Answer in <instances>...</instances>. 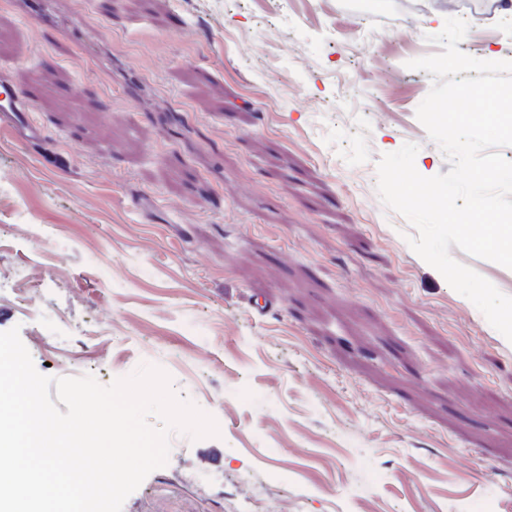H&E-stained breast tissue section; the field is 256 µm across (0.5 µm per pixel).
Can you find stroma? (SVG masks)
I'll use <instances>...</instances> for the list:
<instances>
[{"instance_id": "obj_1", "label": "stroma", "mask_w": 512, "mask_h": 512, "mask_svg": "<svg viewBox=\"0 0 512 512\" xmlns=\"http://www.w3.org/2000/svg\"><path fill=\"white\" fill-rule=\"evenodd\" d=\"M450 17L512 60V0H0V332L210 414L122 512H512V342L407 242L377 163L418 144ZM0 87V127L13 130L26 142H42L44 134L30 117L33 109L27 97L11 88L4 78H1Z\"/></svg>"}]
</instances>
